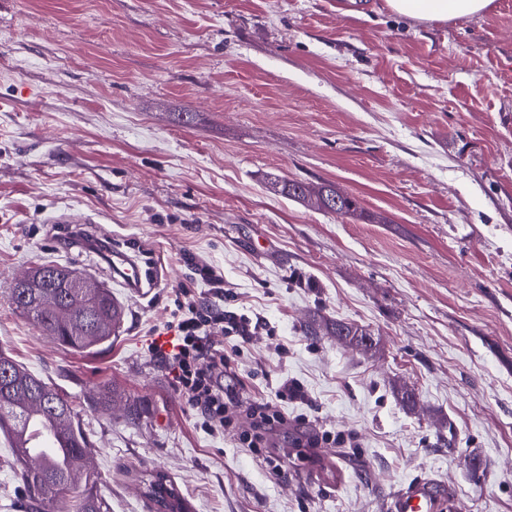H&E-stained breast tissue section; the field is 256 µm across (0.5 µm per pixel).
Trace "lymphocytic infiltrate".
Segmentation results:
<instances>
[{
  "label": "lymphocytic infiltrate",
  "mask_w": 512,
  "mask_h": 512,
  "mask_svg": "<svg viewBox=\"0 0 512 512\" xmlns=\"http://www.w3.org/2000/svg\"><path fill=\"white\" fill-rule=\"evenodd\" d=\"M197 269L209 287L210 301H175L169 323L174 336L169 347L154 344L150 350L167 367L188 405L201 416L204 428H224L229 423V410L246 409L255 420L256 431L243 435L241 442L249 448L259 447L264 431L284 423L285 418L274 409L272 401L246 392L225 358L223 346L212 337L215 325L221 324L227 334L246 342L259 326L247 316L219 308L217 300L224 295L223 270L205 261L198 263Z\"/></svg>",
  "instance_id": "lymphocytic-infiltrate-1"
}]
</instances>
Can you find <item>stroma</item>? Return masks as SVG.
Masks as SVG:
<instances>
[{
  "label": "stroma",
  "instance_id": "35a3bbf8",
  "mask_svg": "<svg viewBox=\"0 0 512 512\" xmlns=\"http://www.w3.org/2000/svg\"><path fill=\"white\" fill-rule=\"evenodd\" d=\"M0 0V352L73 400L110 512H150L162 474L189 512H390L431 481L441 512H512V0L421 24L385 0ZM276 175L359 198L346 217L277 195ZM131 251L157 285L111 342L72 351L9 302L41 261L100 283L60 216ZM261 318L214 332L288 423L202 428L162 362L177 292ZM371 329V348L308 336ZM112 393L111 411L86 402ZM347 444L309 450L310 436ZM278 460L283 475L273 473ZM0 437V512H22ZM201 279L209 286L210 295L221 300L224 299V271L206 261L197 263ZM343 329L347 330L346 335L341 334ZM322 330H325L326 334L332 333L331 336H336V339L339 338L348 344L355 345L362 349H368L372 346V344L369 347L367 346V343H369V337L367 336H372V334L365 328H360L340 321L332 322L330 324H321L317 321H310L304 325V333L308 336H320ZM365 337H367L365 340L367 343L364 342Z\"/></svg>",
  "mask_w": 512,
  "mask_h": 512
}]
</instances>
